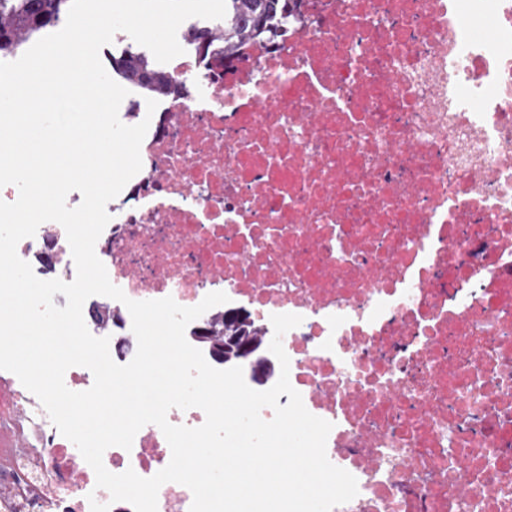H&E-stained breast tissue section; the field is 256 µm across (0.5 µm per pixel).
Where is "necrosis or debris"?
Returning <instances> with one entry per match:
<instances>
[{"label": "necrosis or debris", "mask_w": 512, "mask_h": 512, "mask_svg": "<svg viewBox=\"0 0 512 512\" xmlns=\"http://www.w3.org/2000/svg\"><path fill=\"white\" fill-rule=\"evenodd\" d=\"M170 72L193 86L159 100L107 205L111 282L185 307L221 291L268 334L302 316L290 383L358 484L333 512H512V0H302L275 42ZM35 246L37 277L74 279L63 227L17 253ZM14 417L0 512H134L16 378ZM170 459L153 424L103 455L143 477Z\"/></svg>", "instance_id": "4bbe7bcc"}]
</instances>
